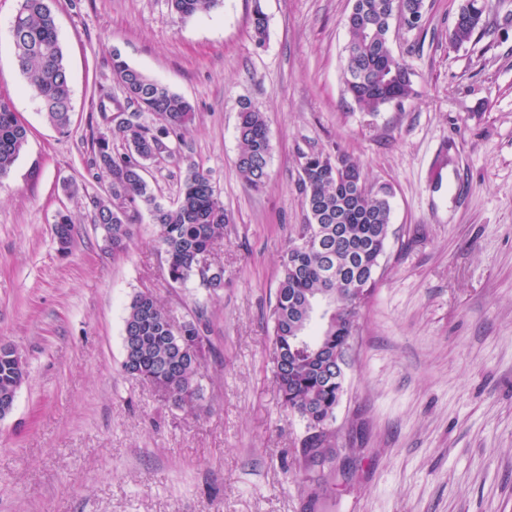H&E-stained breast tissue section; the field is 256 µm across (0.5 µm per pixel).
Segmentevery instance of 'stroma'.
<instances>
[{
  "mask_svg": "<svg viewBox=\"0 0 512 512\" xmlns=\"http://www.w3.org/2000/svg\"><path fill=\"white\" fill-rule=\"evenodd\" d=\"M463 2L424 0L421 28L394 29L415 95L370 114L341 78L352 0H220L184 21L167 0H51L72 88L62 133L12 52L19 0H0V93L29 128L0 178V343L26 366L0 420V512H512V0H495L489 35L454 44ZM116 52L196 109L182 152L210 172L228 216L221 289L169 287L145 213L112 255L87 200L58 189L106 187L88 161L104 93L124 100ZM244 100L269 126L259 191L234 164ZM316 151L391 186L392 233L352 339L336 471L295 481L305 429L273 380L270 310L306 219L302 157ZM63 210L77 225L65 252L53 232ZM141 291L176 322L209 323L194 411L121 368Z\"/></svg>",
  "mask_w": 512,
  "mask_h": 512,
  "instance_id": "obj_1",
  "label": "stroma"
}]
</instances>
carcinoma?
<instances>
[{"mask_svg": "<svg viewBox=\"0 0 512 512\" xmlns=\"http://www.w3.org/2000/svg\"><path fill=\"white\" fill-rule=\"evenodd\" d=\"M168 2L183 19L209 12L219 0ZM423 7L424 0H353L345 18L349 63L343 64L342 75L347 93L360 109L378 112L415 95L406 64L392 52L390 34L394 9H400L405 27L414 30L420 27ZM491 8L492 0H465L449 40L463 44L484 31V17ZM252 27L256 42L262 43L267 16L260 0H255ZM10 33L28 90L51 124L68 128L70 80L49 0H21ZM112 75L134 112L125 126L92 138V178L107 179L105 193L88 196L94 226L107 236L112 254H119L127 249L131 223L144 208L158 226L157 243L165 255L169 284L184 285L197 277L214 290L224 287V267L197 263L200 253H212L224 241L228 223L209 172L187 167L172 203L158 200L148 179L160 142L172 148V164L180 165L182 144L195 118L193 104L130 66L118 53L112 55ZM28 135L11 99L0 95V178L11 171ZM237 137L236 167L248 185L259 189L268 180L271 145L265 115L247 102L238 112ZM115 140L122 142L123 152L113 151ZM302 159L307 164L301 175L306 223L295 225L291 244L281 256L271 319L274 379L283 406L304 424L302 456L311 466L330 464L337 454L331 437L344 382L336 380L335 356L338 351L349 353L354 331L344 312L332 307L322 315L321 332L307 336L306 304L325 290L346 293L376 287L389 237L391 190L385 184L368 183L360 167L340 152L317 151ZM74 230L70 213H60L55 237L61 248H69ZM207 333L204 320L177 324L153 293L139 292L124 317L122 369L153 385L176 407L193 408L201 399L197 379ZM319 343L324 351L316 354L313 345ZM25 376L16 349L0 345V401L15 396Z\"/></svg>", "mask_w": 512, "mask_h": 512, "instance_id": "obj_1", "label": "carcinoma"}]
</instances>
